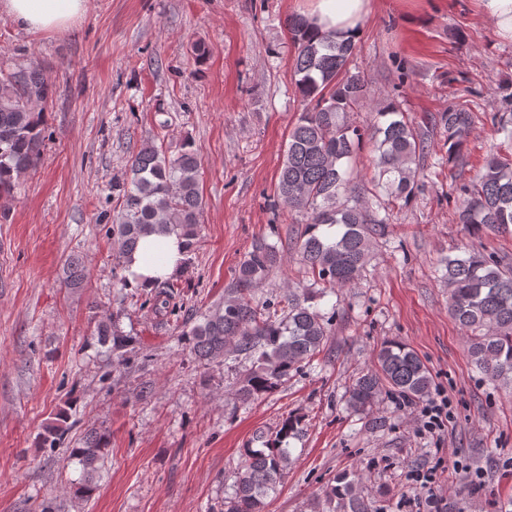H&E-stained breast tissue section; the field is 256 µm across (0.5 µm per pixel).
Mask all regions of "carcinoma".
Listing matches in <instances>:
<instances>
[{
	"label": "carcinoma",
	"mask_w": 512,
	"mask_h": 512,
	"mask_svg": "<svg viewBox=\"0 0 512 512\" xmlns=\"http://www.w3.org/2000/svg\"><path fill=\"white\" fill-rule=\"evenodd\" d=\"M294 46L292 61L301 113L288 136L275 194L281 204L304 218L294 252L308 288H290L275 301L259 299L256 287L282 262L279 249L266 240L251 245L224 301L209 307L181 334L200 364L219 357L250 363L235 396L242 404L273 393L291 373L312 365L327 346L336 311L323 312L318 300L356 283L365 272L374 244L388 234L390 212L407 205L417 189L420 159L430 150L427 131L388 100L375 110L368 129L348 120L367 106L364 78L349 69L355 41L318 37L301 15L286 21ZM55 94L36 63L0 70V197H12L19 180L36 170L44 140L42 114ZM475 122L468 104L456 103L435 120L442 129L448 161L464 160ZM494 132L512 142V109L492 117ZM371 142V187L354 183L351 160ZM201 161L190 145L170 155L163 146L142 148L130 160L125 182L117 185L121 202L112 218L115 261L131 253L149 234H176L192 252L200 241L205 200L200 188ZM455 220L481 230L512 224V158L492 153L470 179L455 186ZM448 288V310L468 339L473 365L497 388L512 391V256L466 248L440 260ZM65 282L72 289L85 281L84 262L70 259ZM171 278L155 284L153 307L167 311L174 288ZM97 343L119 361L133 345L118 329L116 317L93 315ZM374 368L358 373L348 390L350 412L366 415L383 393L393 391L416 401L430 395L433 378L427 365L406 344L381 345ZM303 428L288 416L260 448H245L225 498V512H264L293 463L288 438ZM69 414L61 410L46 427L43 446L57 448L69 433ZM106 439L96 430L70 449L79 466L77 494L89 499L104 467ZM311 512H371L360 477L343 472L311 504Z\"/></svg>",
	"instance_id": "1"
}]
</instances>
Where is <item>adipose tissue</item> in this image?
I'll use <instances>...</instances> for the list:
<instances>
[{
    "instance_id": "1",
    "label": "adipose tissue",
    "mask_w": 512,
    "mask_h": 512,
    "mask_svg": "<svg viewBox=\"0 0 512 512\" xmlns=\"http://www.w3.org/2000/svg\"><path fill=\"white\" fill-rule=\"evenodd\" d=\"M307 18L315 33L357 36L372 0H307ZM87 0H0V13L22 29L39 32L69 27L86 11ZM184 238L170 234L143 238L128 255L125 275L131 287L150 289L156 281L178 275L184 259Z\"/></svg>"
}]
</instances>
